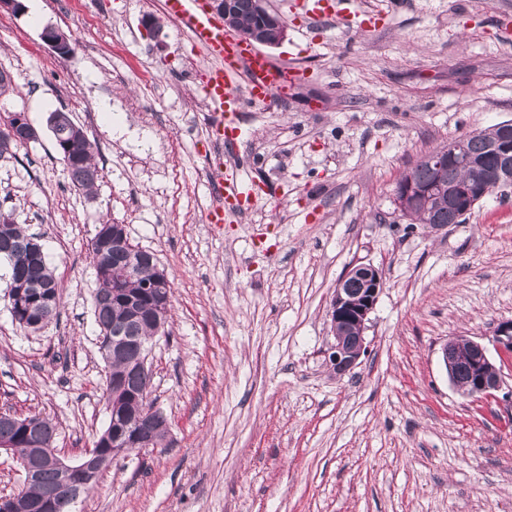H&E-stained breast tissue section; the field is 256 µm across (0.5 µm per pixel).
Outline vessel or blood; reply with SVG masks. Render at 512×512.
Returning <instances> with one entry per match:
<instances>
[{"instance_id":"b4317fda","label":"vessel or blood","mask_w":512,"mask_h":512,"mask_svg":"<svg viewBox=\"0 0 512 512\" xmlns=\"http://www.w3.org/2000/svg\"><path fill=\"white\" fill-rule=\"evenodd\" d=\"M176 28L199 47L210 65L204 75L202 94L215 114L211 134L226 151L242 142L238 115L246 107L269 105L275 92L286 90L300 77L296 67H279L257 46L239 38L221 18L209 13L204 0H165ZM305 15L314 22L330 17L345 18L347 10L334 9L328 0H302ZM216 205L208 213L212 224L243 214L242 204L252 196L253 182L241 164L215 161Z\"/></svg>"}]
</instances>
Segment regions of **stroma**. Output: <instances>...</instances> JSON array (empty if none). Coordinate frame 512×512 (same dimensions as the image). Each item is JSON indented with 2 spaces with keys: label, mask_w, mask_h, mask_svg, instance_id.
Returning <instances> with one entry per match:
<instances>
[{
  "label": "stroma",
  "mask_w": 512,
  "mask_h": 512,
  "mask_svg": "<svg viewBox=\"0 0 512 512\" xmlns=\"http://www.w3.org/2000/svg\"><path fill=\"white\" fill-rule=\"evenodd\" d=\"M268 6L288 24L268 56L306 76L272 109L240 113L247 137L230 159L260 191L223 224L208 221L209 62L164 0L0 11V71L18 86L0 95V118L25 112L40 134L0 158V212L41 235L63 287L34 333L13 321L0 274V411L52 419L67 457L105 428L89 248L111 221L174 280L150 355V396L171 429L114 461L77 512H512V386L469 396L441 359L458 337L493 347L512 319V197L440 226L395 205L423 155L512 120V0H353L379 14L368 33ZM148 15L159 28L145 29ZM47 26L71 33L70 55L44 43ZM57 109L94 147L92 193L55 147ZM360 264L383 288L365 354L339 374L330 302Z\"/></svg>",
  "instance_id": "stroma-1"
}]
</instances>
